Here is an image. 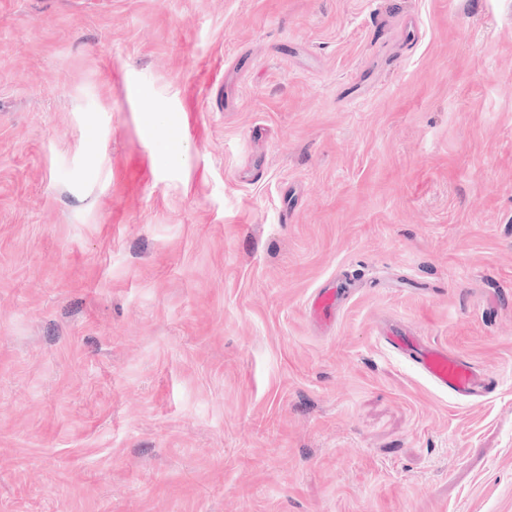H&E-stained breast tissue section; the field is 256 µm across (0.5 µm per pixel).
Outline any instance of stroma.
<instances>
[{"mask_svg":"<svg viewBox=\"0 0 512 512\" xmlns=\"http://www.w3.org/2000/svg\"><path fill=\"white\" fill-rule=\"evenodd\" d=\"M0 512H512V0H0ZM353 288L355 283L351 281H336L320 288L308 303L312 321L324 329L331 327ZM383 336L392 348L408 356L434 385L454 398L480 400L497 390L495 376L446 347L430 341L421 343L410 331L398 325L386 327Z\"/></svg>","mask_w":512,"mask_h":512,"instance_id":"stroma-1","label":"stroma"}]
</instances>
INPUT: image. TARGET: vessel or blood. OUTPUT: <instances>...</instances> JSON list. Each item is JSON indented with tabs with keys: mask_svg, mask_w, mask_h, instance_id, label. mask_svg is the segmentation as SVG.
<instances>
[{
	"mask_svg": "<svg viewBox=\"0 0 512 512\" xmlns=\"http://www.w3.org/2000/svg\"><path fill=\"white\" fill-rule=\"evenodd\" d=\"M353 288L350 281H338L320 288L308 303L312 321L324 329L331 327ZM383 335L392 348L408 356L434 385L454 398L479 400L497 390L495 376L446 347L430 341L419 342L410 331L398 325L386 327Z\"/></svg>",
	"mask_w": 512,
	"mask_h": 512,
	"instance_id": "obj_1",
	"label": "vessel or blood"
}]
</instances>
